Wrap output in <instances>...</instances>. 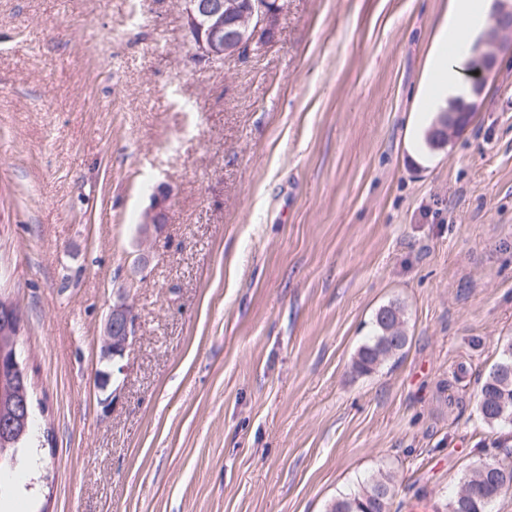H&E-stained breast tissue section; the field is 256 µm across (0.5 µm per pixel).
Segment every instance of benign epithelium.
Listing matches in <instances>:
<instances>
[{"instance_id": "1", "label": "benign epithelium", "mask_w": 512, "mask_h": 512, "mask_svg": "<svg viewBox=\"0 0 512 512\" xmlns=\"http://www.w3.org/2000/svg\"><path fill=\"white\" fill-rule=\"evenodd\" d=\"M282 7L279 0H185V26L194 57L199 62L222 63L227 51L244 57L258 46L271 43L275 37ZM512 41V8L498 6L489 30L473 48L472 93L480 97L481 76L492 69L496 53ZM5 303V319H0L4 332L14 336L7 366L20 382V392L14 403V418L0 422V431L13 429L16 421L26 422L31 415L27 391V371L21 361L18 345L21 333L20 310ZM133 304L122 301L112 306L102 336V359L115 361L127 354L135 333Z\"/></svg>"}]
</instances>
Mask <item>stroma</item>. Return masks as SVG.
Returning <instances> with one entry per match:
<instances>
[{"instance_id": "1", "label": "stroma", "mask_w": 512, "mask_h": 512, "mask_svg": "<svg viewBox=\"0 0 512 512\" xmlns=\"http://www.w3.org/2000/svg\"><path fill=\"white\" fill-rule=\"evenodd\" d=\"M447 3L281 0L271 44L209 64L181 0H0V296L32 400L0 512H327L380 469L391 512H448L504 437L477 392L512 340V45L418 153ZM393 301L407 347L355 374ZM133 304L126 299L112 306L102 336V359L114 362L127 354L135 333Z\"/></svg>"}]
</instances>
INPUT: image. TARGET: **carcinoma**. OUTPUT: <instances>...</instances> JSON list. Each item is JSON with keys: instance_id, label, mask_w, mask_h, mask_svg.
Here are the masks:
<instances>
[{"instance_id": "cac0c4a2", "label": "carcinoma", "mask_w": 512, "mask_h": 512, "mask_svg": "<svg viewBox=\"0 0 512 512\" xmlns=\"http://www.w3.org/2000/svg\"><path fill=\"white\" fill-rule=\"evenodd\" d=\"M404 307L392 302L382 306L372 320V334L359 347L352 362L353 372L369 375L395 357L407 344ZM17 393L15 376L9 368L0 370V418L11 412ZM477 408L483 421L492 428L512 429V341L501 349L499 360L484 377L478 394ZM24 433L19 443H0V471L11 468L18 449L27 441ZM496 458L485 471L471 470L452 492L448 512H489V506L512 488V446L501 442ZM393 475L380 469L353 493L336 497L328 512H390Z\"/></svg>"}]
</instances>
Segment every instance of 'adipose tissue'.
<instances>
[{"instance_id": "ef3b65f1", "label": "adipose tissue", "mask_w": 512, "mask_h": 512, "mask_svg": "<svg viewBox=\"0 0 512 512\" xmlns=\"http://www.w3.org/2000/svg\"><path fill=\"white\" fill-rule=\"evenodd\" d=\"M491 10L492 0H448L426 65L418 125H428L435 113L445 111L449 98L467 94L465 64L471 44L487 25Z\"/></svg>"}]
</instances>
